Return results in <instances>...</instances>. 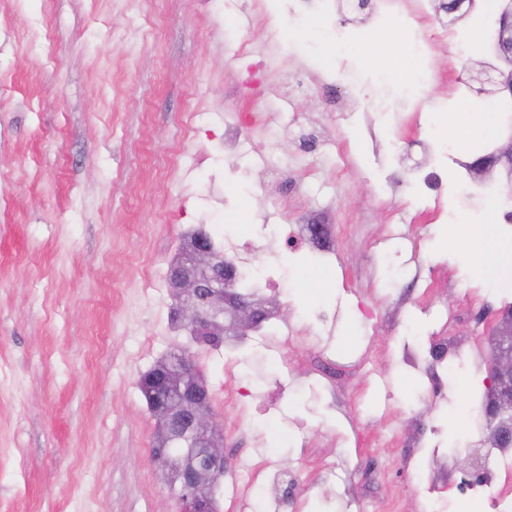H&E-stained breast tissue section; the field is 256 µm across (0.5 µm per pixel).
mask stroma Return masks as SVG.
Segmentation results:
<instances>
[{
    "label": "stroma",
    "mask_w": 512,
    "mask_h": 512,
    "mask_svg": "<svg viewBox=\"0 0 512 512\" xmlns=\"http://www.w3.org/2000/svg\"><path fill=\"white\" fill-rule=\"evenodd\" d=\"M0 0V512H179L152 457L157 421L139 376L190 347L224 436L217 512H267L269 469L296 481L294 512H498L512 475L459 494L466 457L492 451V327L512 288L463 244L512 210L461 192L448 157L439 197L411 174L428 134L470 150L490 104L455 26L432 39L439 81L404 97L381 78L392 26L313 0ZM362 31L336 57V26ZM265 110L246 125L238 115ZM329 227L282 251L278 225ZM255 245L243 256L225 225ZM205 229L234 261L274 266L278 326L236 350L190 345L171 320L170 266ZM472 338L452 374L429 342ZM248 398H240V391Z\"/></svg>",
    "instance_id": "35a3bbf8"
}]
</instances>
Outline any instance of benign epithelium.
<instances>
[{"label": "benign epithelium", "mask_w": 512, "mask_h": 512, "mask_svg": "<svg viewBox=\"0 0 512 512\" xmlns=\"http://www.w3.org/2000/svg\"><path fill=\"white\" fill-rule=\"evenodd\" d=\"M495 66H481L472 76L478 87L491 88L492 94L512 98V0H497L496 21L491 41ZM496 163L503 167L506 182H512V136L496 152ZM229 266L200 244L185 267L172 274L168 285L188 319L190 337L202 336L258 323L255 304L235 297L231 281L222 269ZM166 380L178 385V395L153 400L149 410L158 424L169 429L167 441L176 455L171 457L180 480L171 488L180 512H212L213 494L224 473V438L212 403L197 397L204 387L193 354L178 355V365L166 371ZM489 400L485 418L492 436L501 448L512 447V315L505 316L497 329L489 366Z\"/></svg>", "instance_id": "7a95c632"}]
</instances>
